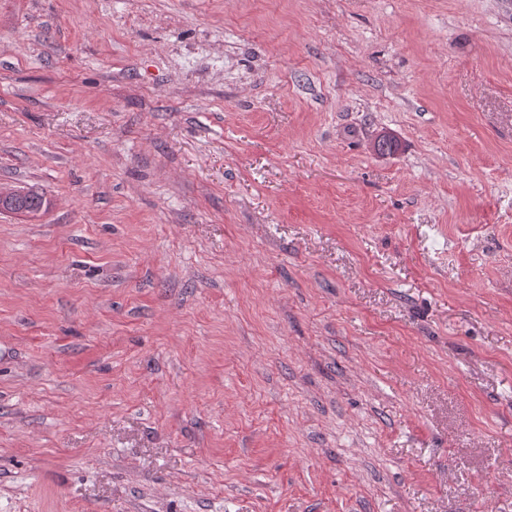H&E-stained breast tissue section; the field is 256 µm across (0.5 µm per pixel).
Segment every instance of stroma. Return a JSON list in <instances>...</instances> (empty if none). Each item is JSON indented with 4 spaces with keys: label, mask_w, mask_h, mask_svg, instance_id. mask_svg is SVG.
Listing matches in <instances>:
<instances>
[{
    "label": "stroma",
    "mask_w": 512,
    "mask_h": 512,
    "mask_svg": "<svg viewBox=\"0 0 512 512\" xmlns=\"http://www.w3.org/2000/svg\"><path fill=\"white\" fill-rule=\"evenodd\" d=\"M0 187V512H512V0H0Z\"/></svg>",
    "instance_id": "35a3bbf8"
}]
</instances>
